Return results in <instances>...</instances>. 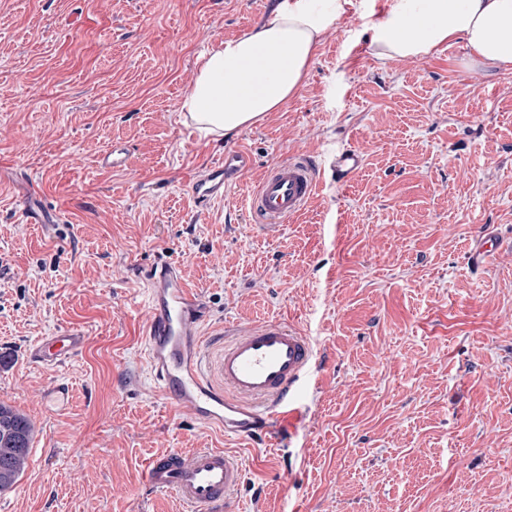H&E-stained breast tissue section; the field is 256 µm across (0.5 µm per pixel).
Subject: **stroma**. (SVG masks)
Listing matches in <instances>:
<instances>
[{
  "label": "stroma",
  "instance_id": "1",
  "mask_svg": "<svg viewBox=\"0 0 512 512\" xmlns=\"http://www.w3.org/2000/svg\"><path fill=\"white\" fill-rule=\"evenodd\" d=\"M384 3L324 36L280 111L217 138L182 110L197 58L269 0H0V401L35 426L0 512H180L143 482L172 448L241 459L242 512H512V70L473 67L460 43L380 63L365 25ZM350 147L355 176H323L299 215L258 230L262 173ZM235 148L252 168L198 207L195 174ZM28 205L59 223H28ZM487 228L505 246L478 267ZM161 255L205 295L208 328L277 317L309 336L314 380L281 439L165 403L144 351ZM70 327L82 354L29 362ZM58 380L72 400L51 414ZM88 341V336L78 328L53 332L33 342L27 350V357L31 363L39 366L62 367L82 353Z\"/></svg>",
  "mask_w": 512,
  "mask_h": 512
}]
</instances>
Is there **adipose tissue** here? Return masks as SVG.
<instances>
[{
	"instance_id": "1",
	"label": "adipose tissue",
	"mask_w": 512,
	"mask_h": 512,
	"mask_svg": "<svg viewBox=\"0 0 512 512\" xmlns=\"http://www.w3.org/2000/svg\"><path fill=\"white\" fill-rule=\"evenodd\" d=\"M353 0H271L265 16L198 57L182 104L194 126L225 136L279 111L305 85L323 36ZM383 63L421 60L464 43L483 71L512 68V0H386L370 24Z\"/></svg>"
}]
</instances>
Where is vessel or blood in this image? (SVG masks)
<instances>
[{
	"mask_svg": "<svg viewBox=\"0 0 512 512\" xmlns=\"http://www.w3.org/2000/svg\"><path fill=\"white\" fill-rule=\"evenodd\" d=\"M362 163L363 152L355 147L336 153L329 169L343 182ZM248 167L244 152H226L223 161L206 167L194 179L196 203L207 207L221 199L225 182ZM320 175V167L306 155L292 156L267 171L250 199L261 227L277 230L303 211ZM502 246L498 236L480 234L471 259L486 264ZM146 286V357L166 399L202 427L252 440L274 438L284 424L292 422L314 367L313 349L299 329L282 319L221 327L224 350L211 368L202 331L207 320L203 293L189 288L168 263L150 270ZM87 344L81 329L70 328L40 337L29 347L27 357L39 366L61 367ZM243 475L239 460L223 450L172 448L148 462L145 482L150 492L177 498L183 512H234L232 494Z\"/></svg>",
	"mask_w": 512,
	"mask_h": 512,
	"instance_id": "1",
	"label": "vessel or blood"
}]
</instances>
